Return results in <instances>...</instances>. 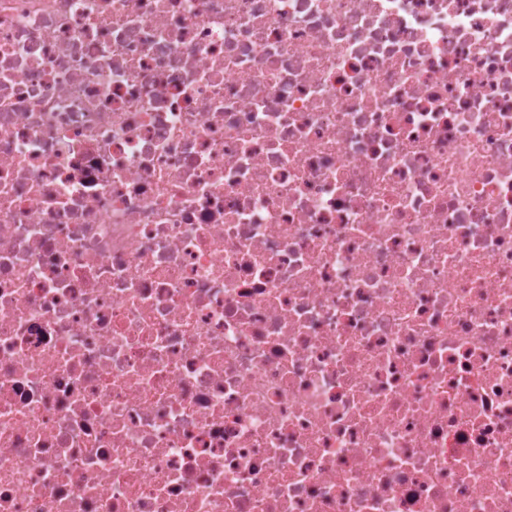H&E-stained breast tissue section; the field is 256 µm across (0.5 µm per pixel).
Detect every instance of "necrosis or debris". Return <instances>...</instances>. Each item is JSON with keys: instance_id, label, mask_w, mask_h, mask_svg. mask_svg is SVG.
<instances>
[{"instance_id": "necrosis-or-debris-1", "label": "necrosis or debris", "mask_w": 512, "mask_h": 512, "mask_svg": "<svg viewBox=\"0 0 512 512\" xmlns=\"http://www.w3.org/2000/svg\"><path fill=\"white\" fill-rule=\"evenodd\" d=\"M0 512H512V0H0Z\"/></svg>"}]
</instances>
